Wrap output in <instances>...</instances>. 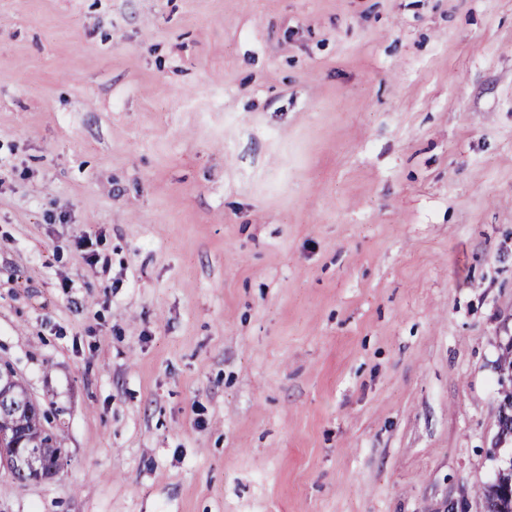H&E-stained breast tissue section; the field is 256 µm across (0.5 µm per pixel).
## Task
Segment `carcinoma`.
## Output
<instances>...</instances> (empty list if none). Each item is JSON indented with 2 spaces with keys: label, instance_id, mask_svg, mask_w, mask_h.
Wrapping results in <instances>:
<instances>
[{
  "label": "carcinoma",
  "instance_id": "obj_1",
  "mask_svg": "<svg viewBox=\"0 0 512 512\" xmlns=\"http://www.w3.org/2000/svg\"><path fill=\"white\" fill-rule=\"evenodd\" d=\"M14 400L23 399L27 394L26 387L19 379L13 383ZM14 400L0 401V436L11 440H23V445L36 448L52 455L61 451L52 431L48 416L39 405L24 410L14 405ZM487 512H512V501L503 498L498 492V484L493 482L483 491Z\"/></svg>",
  "mask_w": 512,
  "mask_h": 512
}]
</instances>
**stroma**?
<instances>
[{"label": "stroma", "mask_w": 512, "mask_h": 512, "mask_svg": "<svg viewBox=\"0 0 512 512\" xmlns=\"http://www.w3.org/2000/svg\"><path fill=\"white\" fill-rule=\"evenodd\" d=\"M512 0H0V512H486ZM11 370L14 372L13 368L10 366L9 363L4 362L3 364H0V370ZM15 374V372H14ZM12 383L13 378L11 376H4L0 373V399L6 398L8 396H12ZM13 391H14V398L16 400L20 399L23 400V396L27 394L26 387L23 385V383L17 378V375L15 374L14 377V383H13ZM28 400H32L31 396L28 393V396L20 403V406L23 407L24 403ZM14 404L16 401H0V437L4 435L11 439L7 445L15 439L24 438L22 446L28 448H19L18 444H12L10 448H0V471L8 472L15 479L20 474L22 482L37 481L42 478V472L50 467L53 469V464L61 461L49 460L29 448H37L48 455L61 452V448L57 446L48 416L37 403L29 410L14 407Z\"/></svg>", "instance_id": "35a3bbf8"}]
</instances>
